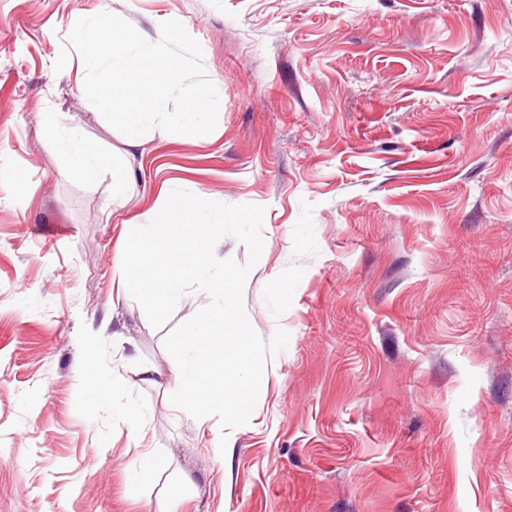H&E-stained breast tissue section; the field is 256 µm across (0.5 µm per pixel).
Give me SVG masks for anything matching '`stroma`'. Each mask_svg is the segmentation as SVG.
<instances>
[{
	"label": "stroma",
	"instance_id": "1",
	"mask_svg": "<svg viewBox=\"0 0 512 512\" xmlns=\"http://www.w3.org/2000/svg\"><path fill=\"white\" fill-rule=\"evenodd\" d=\"M102 10L179 21L224 100L117 203L42 133L122 146L54 70ZM183 182L264 207L244 307L289 335L225 463L172 408L165 330L112 305L124 221ZM0 512H512V0H0Z\"/></svg>",
	"mask_w": 512,
	"mask_h": 512
}]
</instances>
